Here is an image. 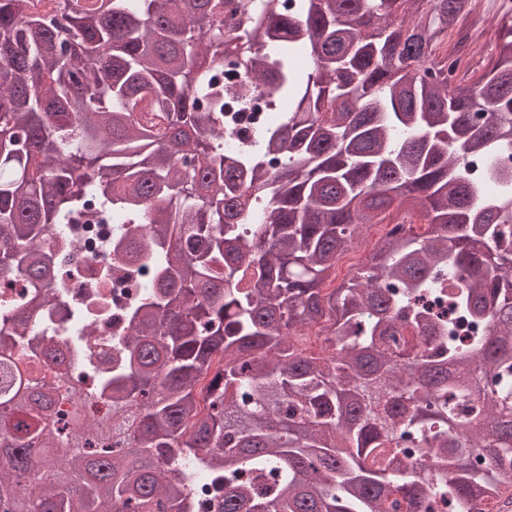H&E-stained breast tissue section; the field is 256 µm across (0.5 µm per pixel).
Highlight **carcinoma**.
Segmentation results:
<instances>
[{"instance_id": "1", "label": "carcinoma", "mask_w": 512, "mask_h": 512, "mask_svg": "<svg viewBox=\"0 0 512 512\" xmlns=\"http://www.w3.org/2000/svg\"><path fill=\"white\" fill-rule=\"evenodd\" d=\"M470 10L0 0V274L31 287L3 304L0 512H512V10L465 80ZM226 63L291 106L229 158ZM393 205L427 231L326 287ZM92 208L144 277L89 391L90 310L63 348L15 337Z\"/></svg>"}]
</instances>
